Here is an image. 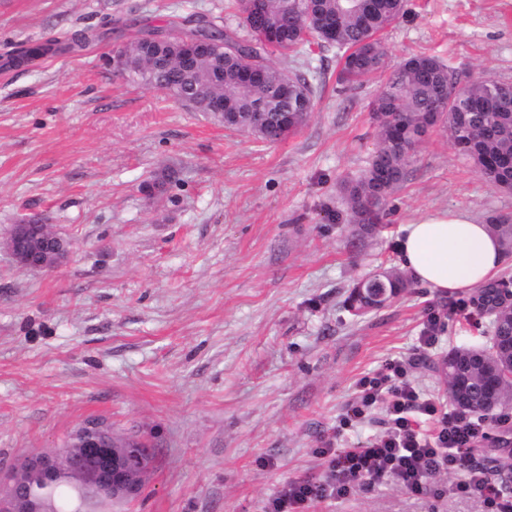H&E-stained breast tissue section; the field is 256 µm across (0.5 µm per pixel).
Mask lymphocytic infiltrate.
<instances>
[{"label": "lymphocytic infiltrate", "mask_w": 512, "mask_h": 512, "mask_svg": "<svg viewBox=\"0 0 512 512\" xmlns=\"http://www.w3.org/2000/svg\"><path fill=\"white\" fill-rule=\"evenodd\" d=\"M379 409L386 417L381 433L354 448L323 449L327 478L288 484L281 496L272 500L271 512L303 508L327 497L345 498L387 480L412 493L425 494L438 476L456 469L466 470L467 478L452 486V493L472 499L481 512H512V495L490 483L470 456L483 434V422L440 412L417 390L407 362H389L384 371L360 379L338 428L358 427ZM424 418L436 421L433 434L421 433L419 422Z\"/></svg>", "instance_id": "f902f5d3"}]
</instances>
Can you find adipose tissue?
I'll return each instance as SVG.
<instances>
[{
    "label": "adipose tissue",
    "mask_w": 512,
    "mask_h": 512,
    "mask_svg": "<svg viewBox=\"0 0 512 512\" xmlns=\"http://www.w3.org/2000/svg\"><path fill=\"white\" fill-rule=\"evenodd\" d=\"M403 267L440 293H465L498 276L503 255L486 224L459 210L422 214L405 226Z\"/></svg>",
    "instance_id": "adipose-tissue-1"
}]
</instances>
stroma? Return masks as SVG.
I'll return each instance as SVG.
<instances>
[{
	"label": "stroma",
	"instance_id": "35a3bbf8",
	"mask_svg": "<svg viewBox=\"0 0 512 512\" xmlns=\"http://www.w3.org/2000/svg\"><path fill=\"white\" fill-rule=\"evenodd\" d=\"M226 2L0 0V475L104 417L156 454L117 512H267L289 482L326 477L318 449L377 431L336 430L359 379L412 361L419 391L446 410L440 356L485 341L489 320L461 293L419 284L361 318L343 308L357 280L399 265L413 217L511 220L512 190L433 129L381 233L352 247L342 187L376 148L374 87L338 84L336 48L310 54L315 110L275 144L113 69L127 19L159 28L199 12L237 28ZM82 31L95 36L87 46L11 57ZM382 42L396 61L439 57L462 84L483 72L512 82V0H406ZM165 168L175 179L147 193ZM33 216L70 243L56 269L23 267L7 248ZM432 313L442 327L425 350ZM463 477L442 474L426 495L390 480L305 512H478L448 491Z\"/></svg>",
	"mask_w": 512,
	"mask_h": 512
}]
</instances>
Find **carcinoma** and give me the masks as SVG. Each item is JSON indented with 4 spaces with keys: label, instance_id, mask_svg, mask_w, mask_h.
<instances>
[{
    "label": "carcinoma",
    "instance_id": "obj_1",
    "mask_svg": "<svg viewBox=\"0 0 512 512\" xmlns=\"http://www.w3.org/2000/svg\"><path fill=\"white\" fill-rule=\"evenodd\" d=\"M249 38L240 39L223 26L199 15L169 22L165 34L181 38L198 36L224 46L188 60L179 43L159 32L147 31L132 39L120 53L126 56L128 78L148 89H162L196 112L209 113V102H224V112L214 120L227 129L245 132L254 139L275 143L303 127L314 111L315 87L297 66L309 39L340 51L337 81L353 86L375 77L383 81L372 100L377 147L367 169L344 187L351 244L373 236L381 227L390 195L407 179L417 148L433 128L448 131L454 147L470 159L492 185L512 189V91L507 83L480 77L451 96L456 84L453 71L439 58L419 53L393 62L380 34L404 9L403 0H259L249 9L248 0H233ZM275 30L272 49L265 48L267 30ZM53 39L18 52L28 62L47 55ZM276 54L283 64L269 59ZM251 64L261 74L254 86L241 82L242 69ZM503 249L512 260V223H491ZM412 287L408 274L398 267H379L358 281L346 304L360 317L378 310L373 296L384 292L393 301ZM471 305L489 318L488 344L460 346L440 362L448 401L456 412L480 421L512 409V380L504 379L489 395V376L512 367V353L502 348L512 336V272L504 268L495 280L470 294ZM102 442L113 448H141L137 485L144 486L153 468L154 451L137 437H120L107 429ZM78 433L66 445L44 454L57 467L52 484L35 482L28 475L11 476L43 499L53 512H112L122 497L90 486L84 469L87 458Z\"/></svg>",
    "mask_w": 512,
    "mask_h": 512
}]
</instances>
